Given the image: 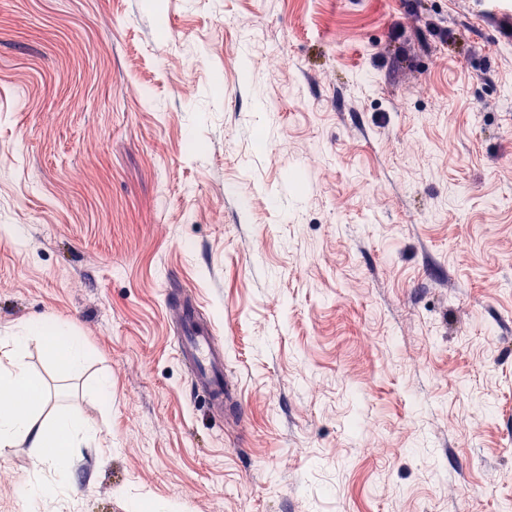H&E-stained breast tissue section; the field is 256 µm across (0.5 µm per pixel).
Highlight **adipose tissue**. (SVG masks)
I'll use <instances>...</instances> for the list:
<instances>
[{"label": "adipose tissue", "mask_w": 512, "mask_h": 512, "mask_svg": "<svg viewBox=\"0 0 512 512\" xmlns=\"http://www.w3.org/2000/svg\"><path fill=\"white\" fill-rule=\"evenodd\" d=\"M53 334L66 337L65 346L50 345L48 355L67 368L78 367L84 359V345L75 336L69 335L66 326L46 327L44 322L31 321L10 336L0 337V393L24 392L35 394L32 377L17 361V354L26 345L29 337ZM94 427L62 413H47L42 419H34L31 403H0V447L7 448L17 439L29 440L32 447L46 451L48 460L62 463L64 445L80 434H94Z\"/></svg>", "instance_id": "obj_1"}]
</instances>
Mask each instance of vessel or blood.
<instances>
[{"mask_svg": "<svg viewBox=\"0 0 512 512\" xmlns=\"http://www.w3.org/2000/svg\"><path fill=\"white\" fill-rule=\"evenodd\" d=\"M173 312L181 326L176 350L186 365L192 391L202 396L211 408H222L227 388L223 345L211 326L199 323L194 303H180Z\"/></svg>", "mask_w": 512, "mask_h": 512, "instance_id": "b4317fda", "label": "vessel or blood"}]
</instances>
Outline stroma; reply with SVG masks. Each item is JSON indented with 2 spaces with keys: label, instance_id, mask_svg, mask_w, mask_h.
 I'll return each mask as SVG.
<instances>
[{
  "label": "stroma",
  "instance_id": "stroma-1",
  "mask_svg": "<svg viewBox=\"0 0 512 512\" xmlns=\"http://www.w3.org/2000/svg\"><path fill=\"white\" fill-rule=\"evenodd\" d=\"M31 320L97 435L0 447V512H512V0H0V336ZM181 330L177 336V354L185 363L190 386L211 408L224 407V347L214 336L211 325L198 322V307L184 301L173 309ZM48 355L64 364L68 369L77 368L84 359V345L76 336H70L66 345L61 349L55 343L47 348Z\"/></svg>",
  "mask_w": 512,
  "mask_h": 512
}]
</instances>
